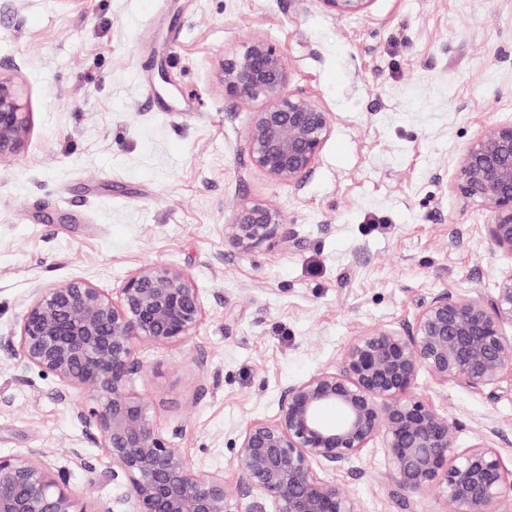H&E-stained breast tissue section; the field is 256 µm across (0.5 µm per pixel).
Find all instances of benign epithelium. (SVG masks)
Listing matches in <instances>:
<instances>
[{
    "label": "benign epithelium",
    "instance_id": "1",
    "mask_svg": "<svg viewBox=\"0 0 512 512\" xmlns=\"http://www.w3.org/2000/svg\"><path fill=\"white\" fill-rule=\"evenodd\" d=\"M337 17L365 12L372 0H321ZM285 55L253 39L221 64L224 97L261 102L246 131L251 165L280 184L300 187L332 131V115L288 89ZM29 112L17 85L0 75V161L19 152ZM453 191L489 212L491 245L512 256V125L490 126L471 141L456 168ZM284 234L270 202L237 207L224 240L241 255ZM206 315L192 280L162 265L132 272L108 297L71 279L33 292L8 337L23 368L52 375L53 395L88 394L75 417L112 462L121 494L91 508L39 455H0V512H363L329 474L381 441L389 473L411 493L431 491L448 512H503L512 500V469L482 439L456 446V427L431 404L410 396L419 373L434 384L498 399L512 393V270L488 299L443 290L399 328L372 327L352 340L340 365L284 387L278 412L254 420L238 437L235 492L224 476L197 470L153 422L150 404L133 388L146 367L135 341L183 343ZM336 406L341 420L321 412Z\"/></svg>",
    "mask_w": 512,
    "mask_h": 512
}]
</instances>
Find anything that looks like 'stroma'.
Instances as JSON below:
<instances>
[{
    "mask_svg": "<svg viewBox=\"0 0 512 512\" xmlns=\"http://www.w3.org/2000/svg\"><path fill=\"white\" fill-rule=\"evenodd\" d=\"M259 37L284 52L289 88L333 116L313 174L280 184L248 160L256 103L225 99L224 56ZM0 74L31 130L0 161V454L52 461L87 503L115 496L103 448L4 343L33 289L85 279L117 296L146 265L196 284L206 316L177 346L136 342L134 387L173 447L235 487L234 444L274 418L281 390L339 365L373 326L412 320L449 289L486 297L512 258L451 182L488 125L512 124V0H373L337 18L321 0H0ZM169 109L155 112L150 97ZM270 201L300 243L242 256L224 241L241 204ZM413 397L492 437L512 468V396L419 374ZM333 481L363 512H439L400 492L381 448Z\"/></svg>",
    "mask_w": 512,
    "mask_h": 512,
    "instance_id": "stroma-1",
    "label": "stroma"
}]
</instances>
